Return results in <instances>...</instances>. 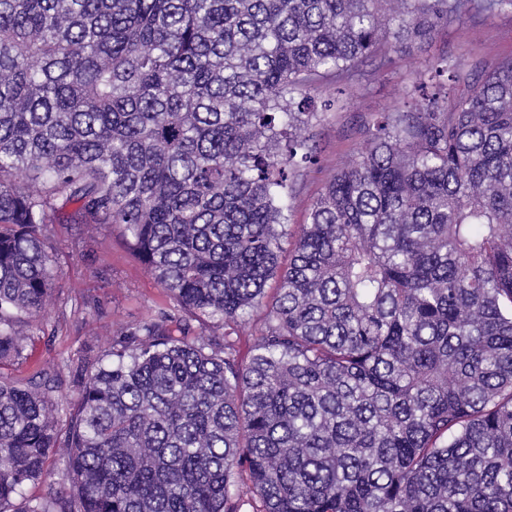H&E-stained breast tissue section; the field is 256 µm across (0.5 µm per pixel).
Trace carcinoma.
Masks as SVG:
<instances>
[{"mask_svg": "<svg viewBox=\"0 0 512 512\" xmlns=\"http://www.w3.org/2000/svg\"><path fill=\"white\" fill-rule=\"evenodd\" d=\"M475 13L512 0H0V512H512V55L431 62L282 246L327 90ZM52 224L169 302L16 379Z\"/></svg>", "mask_w": 512, "mask_h": 512, "instance_id": "carcinoma-1", "label": "carcinoma"}]
</instances>
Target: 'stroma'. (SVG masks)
I'll list each match as a JSON object with an SVG mask.
<instances>
[{
  "label": "stroma",
  "instance_id": "1",
  "mask_svg": "<svg viewBox=\"0 0 512 512\" xmlns=\"http://www.w3.org/2000/svg\"><path fill=\"white\" fill-rule=\"evenodd\" d=\"M448 53L465 68L512 55V14L475 15L467 30L441 27L429 44L394 54L387 72L346 87L336 111L312 131L320 163L298 177L290 200L289 227L304 223L324 183L365 144L359 126L371 113L398 106L403 90L425 61ZM59 278L40 313L22 363L11 373L25 377L93 350H106L119 328L146 319L167 302L163 289L132 254L115 227H92L76 247L69 229L54 227Z\"/></svg>",
  "mask_w": 512,
  "mask_h": 512
}]
</instances>
